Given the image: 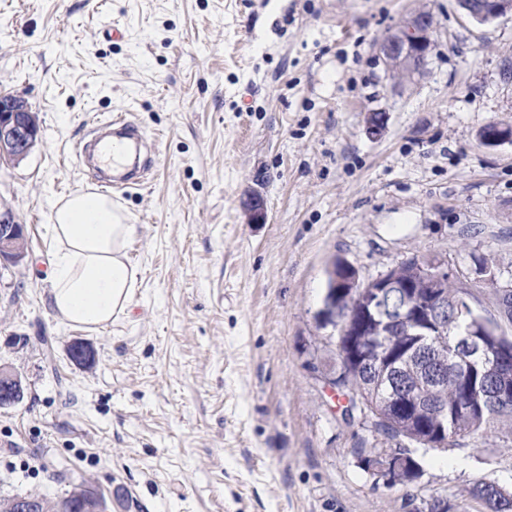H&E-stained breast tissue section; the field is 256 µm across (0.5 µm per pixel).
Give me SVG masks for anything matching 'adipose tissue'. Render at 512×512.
Returning <instances> with one entry per match:
<instances>
[{
  "mask_svg": "<svg viewBox=\"0 0 512 512\" xmlns=\"http://www.w3.org/2000/svg\"><path fill=\"white\" fill-rule=\"evenodd\" d=\"M135 233L121 207L94 190L53 205L52 309L63 322L97 328L130 313L138 279L127 248Z\"/></svg>",
  "mask_w": 512,
  "mask_h": 512,
  "instance_id": "ef3b65f1",
  "label": "adipose tissue"
}]
</instances>
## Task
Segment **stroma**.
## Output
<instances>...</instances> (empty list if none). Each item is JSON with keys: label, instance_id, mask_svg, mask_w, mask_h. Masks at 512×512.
<instances>
[{"label": "stroma", "instance_id": "1", "mask_svg": "<svg viewBox=\"0 0 512 512\" xmlns=\"http://www.w3.org/2000/svg\"><path fill=\"white\" fill-rule=\"evenodd\" d=\"M436 29L420 74L379 41L414 12ZM121 37H112L110 27ZM41 137L0 164V205L28 237L0 266V365L24 385L0 408V496L50 500L77 478L111 512H483L480 480L512 490V443L417 453L408 487L353 453L375 443L325 382L334 259L367 281L411 257L512 283V16L457 0H0V94ZM387 113L377 139L365 117ZM127 112L162 162L112 200L137 232L129 316L89 331L51 307L46 226L89 186L75 151ZM267 220L248 223L251 193ZM54 341L47 363L41 337ZM92 362L76 365L73 342ZM465 12L477 22H490L504 15L512 14L511 0H465ZM479 138L483 145L488 148L496 147L504 143H512V127L498 124L491 126L485 125L479 131Z\"/></svg>", "mask_w": 512, "mask_h": 512}]
</instances>
